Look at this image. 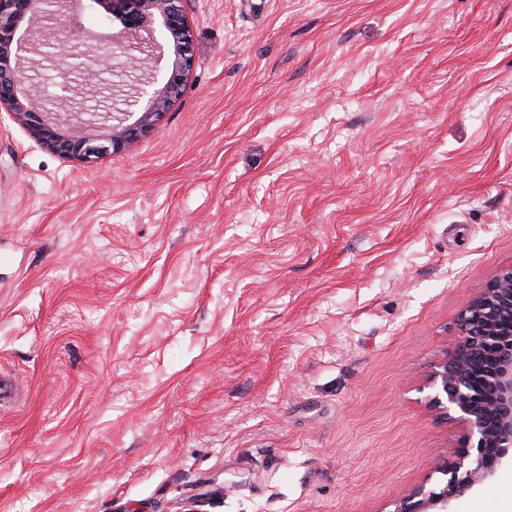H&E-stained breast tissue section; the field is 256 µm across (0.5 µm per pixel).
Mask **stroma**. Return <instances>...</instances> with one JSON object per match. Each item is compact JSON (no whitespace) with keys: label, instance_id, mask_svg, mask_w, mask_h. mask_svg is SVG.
Wrapping results in <instances>:
<instances>
[{"label":"stroma","instance_id":"1","mask_svg":"<svg viewBox=\"0 0 512 512\" xmlns=\"http://www.w3.org/2000/svg\"><path fill=\"white\" fill-rule=\"evenodd\" d=\"M187 11L126 148L0 115V512H394L465 446L428 379L512 264V0Z\"/></svg>","mask_w":512,"mask_h":512}]
</instances>
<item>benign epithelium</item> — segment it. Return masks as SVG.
Returning <instances> with one entry per match:
<instances>
[{
    "label": "benign epithelium",
    "mask_w": 512,
    "mask_h": 512,
    "mask_svg": "<svg viewBox=\"0 0 512 512\" xmlns=\"http://www.w3.org/2000/svg\"><path fill=\"white\" fill-rule=\"evenodd\" d=\"M73 0H56L47 13V0H0V112H6L45 149L66 157L90 161L118 151L152 128L180 96L193 66L192 34L185 0H92L103 6L104 21L117 20L122 29L107 42H92L76 16L68 11ZM66 15L74 20L75 42H54L52 60L57 71V100L70 98L77 88L73 76L91 82L110 70L111 61L125 57L131 72L136 101L142 112L133 116L119 102L103 112H58L47 107L35 72L45 57L42 46L53 22ZM160 29L173 48L174 61L164 85L153 88L155 77L142 72L161 48L153 34ZM512 265L501 272L473 299L462 315V348L439 364L431 379V402L458 414L469 429L470 448L451 464L440 468L446 482L438 489L418 488L403 499L395 512H448L451 501L473 486L495 476L512 452V341L502 337L500 324L512 327ZM490 352L497 363L484 396L472 394L463 361L472 354ZM493 413L494 425L488 423Z\"/></svg>",
    "instance_id": "obj_1"
}]
</instances>
